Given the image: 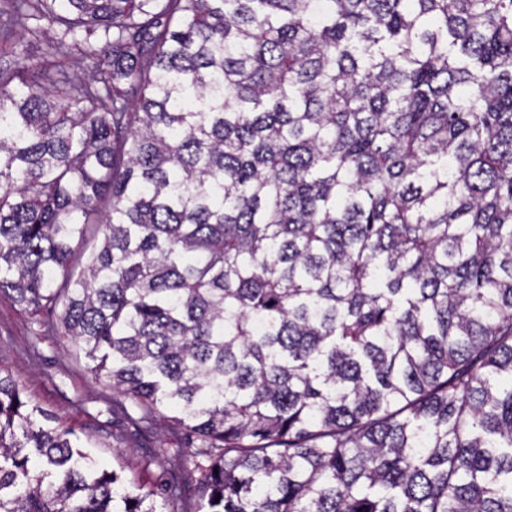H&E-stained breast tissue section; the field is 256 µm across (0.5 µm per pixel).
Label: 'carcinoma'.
I'll list each match as a JSON object with an SVG mask.
<instances>
[{
	"instance_id": "1",
	"label": "carcinoma",
	"mask_w": 512,
	"mask_h": 512,
	"mask_svg": "<svg viewBox=\"0 0 512 512\" xmlns=\"http://www.w3.org/2000/svg\"><path fill=\"white\" fill-rule=\"evenodd\" d=\"M4 4L0 293L195 436L169 499L512 512V0ZM39 414L0 512H159ZM39 25H44V21H39L34 18H23L19 22L18 28L22 33L18 36L14 45L13 59L20 61L49 59L44 42L36 41L28 34H24V29L34 28Z\"/></svg>"
}]
</instances>
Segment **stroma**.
Segmentation results:
<instances>
[{
    "mask_svg": "<svg viewBox=\"0 0 512 512\" xmlns=\"http://www.w3.org/2000/svg\"><path fill=\"white\" fill-rule=\"evenodd\" d=\"M39 316L8 293L0 294V371L19 382L25 397L47 413L54 426L71 430L103 468L122 461L127 478L138 475L142 456L157 455L152 482L180 471L184 430L157 418L141 432L123 411L125 400L107 380H94L84 352L39 333Z\"/></svg>",
    "mask_w": 512,
    "mask_h": 512,
    "instance_id": "35a3bbf8",
    "label": "stroma"
}]
</instances>
